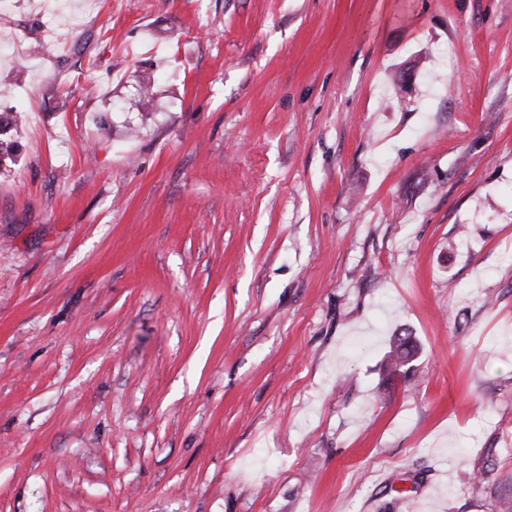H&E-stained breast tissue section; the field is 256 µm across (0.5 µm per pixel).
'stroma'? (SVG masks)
Listing matches in <instances>:
<instances>
[{"mask_svg":"<svg viewBox=\"0 0 512 512\" xmlns=\"http://www.w3.org/2000/svg\"><path fill=\"white\" fill-rule=\"evenodd\" d=\"M71 7L0 17V512L512 501V0ZM417 354L418 347L413 336H394L389 354V367L394 371L405 368L407 372L410 370L411 363L415 361Z\"/></svg>","mask_w":512,"mask_h":512,"instance_id":"obj_1","label":"stroma"}]
</instances>
